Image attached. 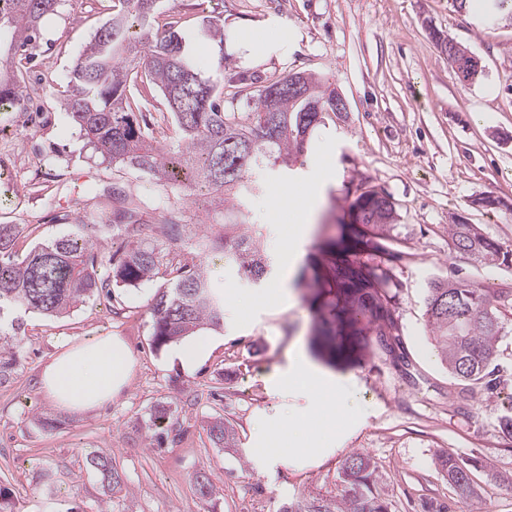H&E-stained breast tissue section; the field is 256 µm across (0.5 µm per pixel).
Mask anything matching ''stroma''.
<instances>
[{"instance_id": "1", "label": "stroma", "mask_w": 512, "mask_h": 512, "mask_svg": "<svg viewBox=\"0 0 512 512\" xmlns=\"http://www.w3.org/2000/svg\"><path fill=\"white\" fill-rule=\"evenodd\" d=\"M114 0H59L15 61L26 84L40 92L23 109L0 111V224H24L15 251L76 232L79 225L114 222L137 210L146 224L192 219L220 236V216L190 191L95 157L63 104L65 78ZM179 20L204 70L224 80L225 109L295 73H312L336 88L347 112L326 113L301 164L284 173L255 171L259 195L248 206L276 264L262 286L240 279L221 253L207 260L210 282L225 298L268 294L246 308L227 307L209 354L187 371L173 346L152 345L150 308L158 282L112 288L59 318L22 317L20 334L0 341L16 355L11 380L0 385V493L14 512H282L295 501L345 494L341 465L355 453L379 466L378 492L391 512H512V439L498 430L512 408V315L496 344V390L463 384L432 352L424 292L436 277L462 279L495 292L512 288V269L476 262L448 243L450 216H464L489 237L512 243V25L487 24L452 0H160L154 27ZM208 20L224 27L223 42L203 36ZM285 45L265 61L245 59L242 33ZM453 37L481 62L472 83L459 78L440 46ZM139 120L161 128L160 148L177 138L159 90H142ZM325 178L323 201L298 245L297 266L317 252L322 234H335L354 198L367 189L395 203V234L403 258L393 273L397 328L387 351L327 372L350 398V410L328 421L336 450L319 466L256 463L258 417L280 420L308 404L301 391H274L265 381L289 350L310 351L319 327L305 297L311 281L288 273L291 235L306 223L285 190L307 192ZM112 333L136 360L129 387L112 403L83 414L56 410L37 387L50 356L67 340ZM162 426H152L155 410ZM228 419L236 450L217 448L208 422ZM110 456L119 492L104 495L88 452ZM466 461L474 495L449 484L443 455ZM207 474L211 497L195 479Z\"/></svg>"}]
</instances>
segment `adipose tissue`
<instances>
[{
	"label": "adipose tissue",
	"mask_w": 512,
	"mask_h": 512,
	"mask_svg": "<svg viewBox=\"0 0 512 512\" xmlns=\"http://www.w3.org/2000/svg\"><path fill=\"white\" fill-rule=\"evenodd\" d=\"M134 357L122 337L94 336L63 344L43 366L39 388L56 409L81 413L99 408L118 397L131 382ZM274 389L300 387L311 405L300 428L315 431L336 415V385L303 353H295L271 380ZM292 422L277 423L282 433L295 432Z\"/></svg>",
	"instance_id": "1"
}]
</instances>
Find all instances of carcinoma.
I'll use <instances>...</instances> for the list:
<instances>
[{
  "label": "carcinoma",
  "mask_w": 512,
  "mask_h": 512,
  "mask_svg": "<svg viewBox=\"0 0 512 512\" xmlns=\"http://www.w3.org/2000/svg\"><path fill=\"white\" fill-rule=\"evenodd\" d=\"M120 9L95 33L67 76L65 105L86 144L120 169L132 168L163 184L193 190L207 200L216 195L237 204L224 209V235L205 240L198 250L178 255L172 247L196 236L194 224L141 223L128 209L122 223L83 224L77 234L63 235L35 247L19 258L15 242L23 224H0V314L6 308L46 316L68 312L112 284L136 286L169 275V286L151 305L152 339L159 349L196 330L224 323V301L214 291L205 269L204 254L211 247L224 252V261L255 285L271 275L272 261L262 245L257 226L248 229L250 210L245 200L258 185L252 174L263 167L289 170L307 145L322 114L333 110L336 93L322 90L321 80L308 75L312 91L298 100L259 93L256 106L244 112L224 109L219 79L205 74L191 57L186 39L169 23L163 33L150 30L158 0H118ZM58 0H0V35L23 47L38 32L42 18ZM453 65L464 82L478 70L461 55ZM154 85L164 96L175 127L178 146L160 150L141 127L139 100L127 93L130 83ZM38 89L22 83L10 60L0 55V109H12L31 99ZM395 208L365 193L350 205L348 224L340 235L319 248L326 263L310 261L303 272L334 291L336 318L342 324L340 340L326 338L330 357L350 358L376 344L387 347L396 322L391 312L392 289L397 287L393 266L403 253L398 249ZM128 238L124 257L117 263L92 252L93 236ZM452 248L476 261L512 269V245L488 237L476 224L456 217L448 225ZM512 311V289L490 293L474 284L437 278L426 288V316L442 364L464 383L486 382L496 387L489 367L502 336L503 318ZM15 356L0 351V385L15 373ZM213 441L226 448L237 445L229 421L216 417L209 426ZM100 476L105 492L120 485L112 459L97 452L86 457ZM448 479L462 492L471 489L469 469L452 456L442 461ZM348 486L346 499H318L291 504L283 512H389V503L373 491L378 466L372 457L355 453L342 463Z\"/></svg>",
  "instance_id": "cac0c4a2"
}]
</instances>
